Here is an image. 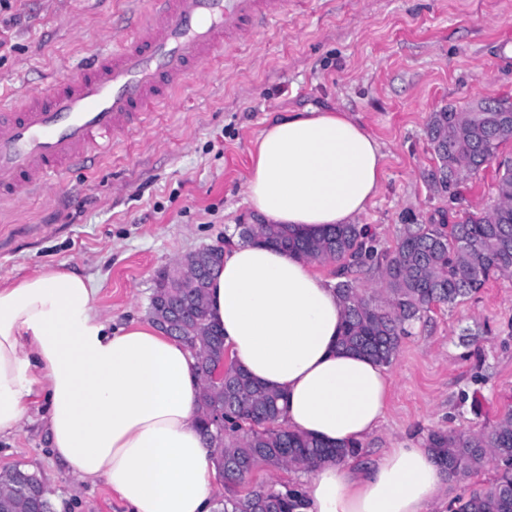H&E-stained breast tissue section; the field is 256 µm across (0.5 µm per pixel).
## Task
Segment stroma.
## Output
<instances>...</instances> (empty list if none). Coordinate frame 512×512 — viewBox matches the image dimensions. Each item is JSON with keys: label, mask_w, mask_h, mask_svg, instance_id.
<instances>
[{"label": "stroma", "mask_w": 512, "mask_h": 512, "mask_svg": "<svg viewBox=\"0 0 512 512\" xmlns=\"http://www.w3.org/2000/svg\"><path fill=\"white\" fill-rule=\"evenodd\" d=\"M128 9V0H13L0 12V91L21 97L76 75ZM485 97L512 99V0H288L93 168L1 202L0 283L60 264L98 280L96 304L113 326L143 319L159 270L251 223L243 184L267 121L315 107H343L380 142L382 185L360 222L393 249L402 225L494 205L496 164L457 200L430 182L431 113ZM387 370V413L364 459L434 430L493 424L512 404V276L426 313ZM17 464L41 476L63 512H126L104 482L67 474L39 412L0 439V469Z\"/></svg>", "instance_id": "1"}]
</instances>
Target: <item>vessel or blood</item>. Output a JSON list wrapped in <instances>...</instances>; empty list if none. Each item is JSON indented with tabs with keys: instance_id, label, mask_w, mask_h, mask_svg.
Segmentation results:
<instances>
[{
	"instance_id": "b4317fda",
	"label": "vessel or blood",
	"mask_w": 512,
	"mask_h": 512,
	"mask_svg": "<svg viewBox=\"0 0 512 512\" xmlns=\"http://www.w3.org/2000/svg\"><path fill=\"white\" fill-rule=\"evenodd\" d=\"M134 34L95 52L77 77L35 88L23 102L0 94V199L46 190L88 167L125 131L149 122L229 44L279 16L286 0H137Z\"/></svg>"
}]
</instances>
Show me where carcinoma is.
Returning <instances> with one entry per match:
<instances>
[{
    "label": "carcinoma",
    "instance_id": "obj_1",
    "mask_svg": "<svg viewBox=\"0 0 512 512\" xmlns=\"http://www.w3.org/2000/svg\"><path fill=\"white\" fill-rule=\"evenodd\" d=\"M428 136L439 168L448 169L449 197L455 188L477 176L497 157L501 145L512 142V118L500 112H470L445 107L431 114ZM497 200L484 214L464 211L449 224H404L391 251L378 250L371 230L360 224H340L318 239L304 238L281 224H255L251 239L271 244L312 262H340L335 288L345 308L338 344L382 365L395 359L406 326L431 307L448 306L479 292L495 275L512 274V158L498 163ZM375 261L381 266L384 303L365 299L352 269ZM206 288L187 282L181 288H155L148 316L162 311V302L181 311L175 339L196 351L203 361L198 374L207 380L199 404V426L211 448L219 478L229 488L242 482L257 466L312 471L319 463L342 462L359 454L352 444L331 447L286 428L270 424L280 413L282 394L259 386L234 363L223 366V379L211 369L224 358V336L211 323ZM224 410V430L213 418ZM427 445L436 462L456 480L480 470L487 459L496 462L492 484L452 504V512H512V407L489 427L473 435L434 431ZM39 479L31 470L13 466L0 470V489L8 512H33L32 486ZM214 512H295L297 487L284 491L258 487L245 495L216 501Z\"/></svg>",
    "mask_w": 512,
    "mask_h": 512
}]
</instances>
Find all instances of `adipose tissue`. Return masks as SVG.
<instances>
[{
    "instance_id": "ef3b65f1",
    "label": "adipose tissue",
    "mask_w": 512,
    "mask_h": 512,
    "mask_svg": "<svg viewBox=\"0 0 512 512\" xmlns=\"http://www.w3.org/2000/svg\"><path fill=\"white\" fill-rule=\"evenodd\" d=\"M379 142L342 111L291 112L259 134L245 196L257 218L318 237L357 223L383 178ZM93 278L46 264L0 286V436L43 396L51 452L78 480L104 479L130 512H212L217 473L198 429L191 349L149 321L114 329ZM209 310L231 359L284 393L278 426L330 446L363 442L385 417V366L342 349L333 282L266 244L226 248ZM447 476L427 445L374 463H322L299 512H436Z\"/></svg>"
}]
</instances>
